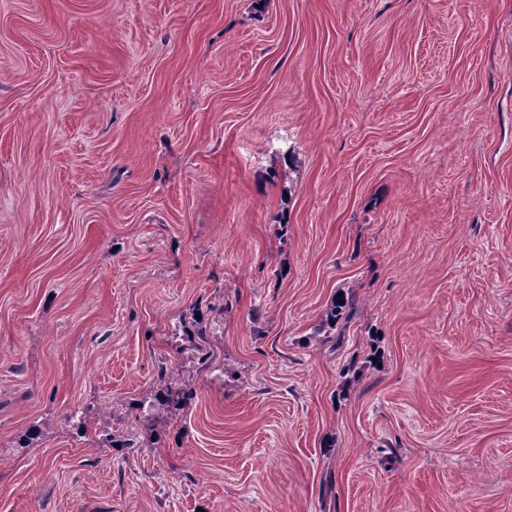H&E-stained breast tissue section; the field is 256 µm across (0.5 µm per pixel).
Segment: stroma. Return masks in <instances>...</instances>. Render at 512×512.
Returning a JSON list of instances; mask_svg holds the SVG:
<instances>
[{
	"instance_id": "35a3bbf8",
	"label": "stroma",
	"mask_w": 512,
	"mask_h": 512,
	"mask_svg": "<svg viewBox=\"0 0 512 512\" xmlns=\"http://www.w3.org/2000/svg\"><path fill=\"white\" fill-rule=\"evenodd\" d=\"M0 512H512V0H0ZM356 308V298L354 296H339L333 304L327 315L325 322L315 330V336L323 333L321 342L331 344L336 348L346 332L350 328V320L354 309ZM192 318L191 327L184 325L183 343L178 345L177 354L190 353L195 356L201 365L211 358L210 330L202 313L198 312ZM201 316V319H198ZM157 398L175 410H180L193 396V391L175 374L173 367L161 365L157 371Z\"/></svg>"
}]
</instances>
